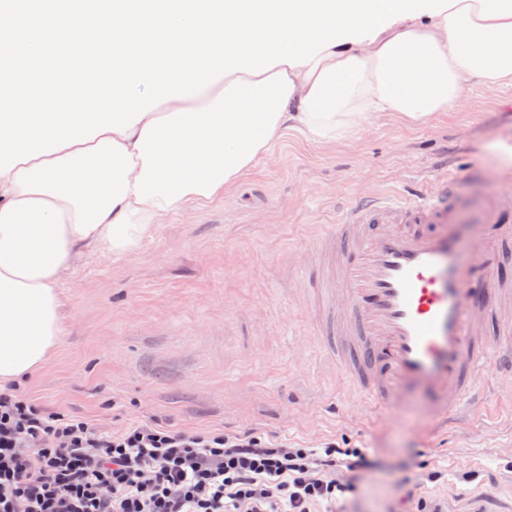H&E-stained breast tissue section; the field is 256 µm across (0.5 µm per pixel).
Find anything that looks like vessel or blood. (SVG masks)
<instances>
[{
  "mask_svg": "<svg viewBox=\"0 0 512 512\" xmlns=\"http://www.w3.org/2000/svg\"><path fill=\"white\" fill-rule=\"evenodd\" d=\"M459 199L452 178L345 205L318 248L327 352L374 410L409 383L431 390L440 418L481 393L491 366L512 372V343L487 330L493 306L512 303V202L488 200L458 250Z\"/></svg>",
  "mask_w": 512,
  "mask_h": 512,
  "instance_id": "vessel-or-blood-1",
  "label": "vessel or blood"
}]
</instances>
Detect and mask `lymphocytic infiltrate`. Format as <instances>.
Here are the masks:
<instances>
[{
    "mask_svg": "<svg viewBox=\"0 0 512 512\" xmlns=\"http://www.w3.org/2000/svg\"><path fill=\"white\" fill-rule=\"evenodd\" d=\"M368 464L360 448H291L252 429L102 431L0 387V512H313Z\"/></svg>",
    "mask_w": 512,
    "mask_h": 512,
    "instance_id": "obj_1",
    "label": "lymphocytic infiltrate"
}]
</instances>
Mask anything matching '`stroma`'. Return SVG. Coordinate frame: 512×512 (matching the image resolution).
Returning <instances> with one entry per match:
<instances>
[{"mask_svg":"<svg viewBox=\"0 0 512 512\" xmlns=\"http://www.w3.org/2000/svg\"><path fill=\"white\" fill-rule=\"evenodd\" d=\"M452 167L462 216L512 196V83L472 79L461 102L413 127L379 112L314 144L290 130L223 196L159 224L129 255L85 256L61 279V336L21 388L118 432L255 429L373 459L317 512H512V377L441 425L412 389L381 416L323 346L315 236L344 201Z\"/></svg>","mask_w":512,"mask_h":512,"instance_id":"stroma-1","label":"stroma"}]
</instances>
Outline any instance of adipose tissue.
I'll return each instance as SVG.
<instances>
[{
	"mask_svg": "<svg viewBox=\"0 0 512 512\" xmlns=\"http://www.w3.org/2000/svg\"><path fill=\"white\" fill-rule=\"evenodd\" d=\"M512 79V0H460L437 16L346 42L310 64L235 72L119 134L0 175V383L39 370L61 333L58 282L86 252H135L165 217L221 195L289 129L318 144L372 113L425 125L470 78Z\"/></svg>",
	"mask_w": 512,
	"mask_h": 512,
	"instance_id": "1",
	"label": "adipose tissue"
}]
</instances>
